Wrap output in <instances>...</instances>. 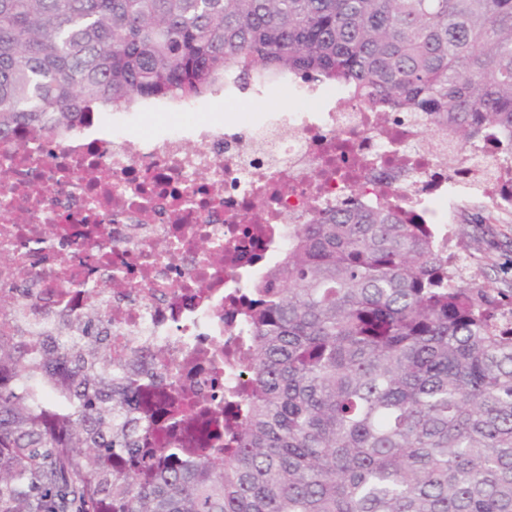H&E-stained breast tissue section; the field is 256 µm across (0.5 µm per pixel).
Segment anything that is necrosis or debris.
Listing matches in <instances>:
<instances>
[{"mask_svg":"<svg viewBox=\"0 0 512 512\" xmlns=\"http://www.w3.org/2000/svg\"><path fill=\"white\" fill-rule=\"evenodd\" d=\"M304 99L308 109L272 115L246 141L203 122L142 139L92 113L58 148L25 127L0 143V283L39 268L0 325L28 336L39 364L52 339L31 329L45 309L73 321L106 312L107 357L135 375L148 447L175 440L173 413L235 411L246 291L297 225L352 189L376 204L391 188L444 239L448 209L512 182L497 134L463 149L419 112L387 131L340 89L309 85Z\"/></svg>","mask_w":512,"mask_h":512,"instance_id":"1","label":"necrosis or debris"}]
</instances>
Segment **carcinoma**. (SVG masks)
<instances>
[{
    "mask_svg": "<svg viewBox=\"0 0 512 512\" xmlns=\"http://www.w3.org/2000/svg\"><path fill=\"white\" fill-rule=\"evenodd\" d=\"M333 83L462 147L512 134V0H0V142L231 79ZM251 383L224 454L112 470L149 428L100 311L37 369L0 332V512H512V314L398 201L358 193L250 286ZM36 377L69 406L31 407Z\"/></svg>",
    "mask_w": 512,
    "mask_h": 512,
    "instance_id": "1",
    "label": "carcinoma"
}]
</instances>
